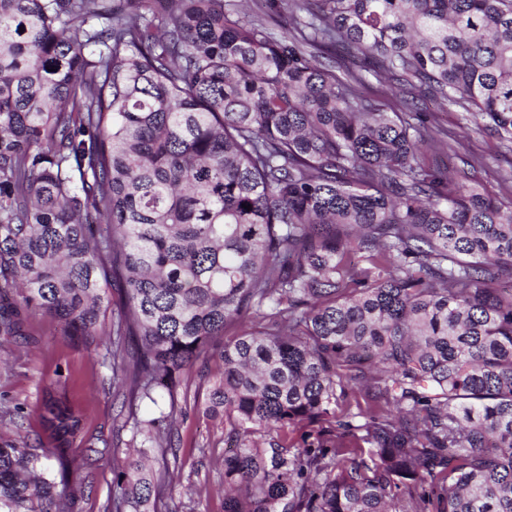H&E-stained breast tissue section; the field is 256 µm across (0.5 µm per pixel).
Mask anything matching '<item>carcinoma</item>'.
Here are the masks:
<instances>
[{"label":"carcinoma","instance_id":"1","mask_svg":"<svg viewBox=\"0 0 512 512\" xmlns=\"http://www.w3.org/2000/svg\"><path fill=\"white\" fill-rule=\"evenodd\" d=\"M148 2L0 0V335L51 316L173 459L113 468L106 512L175 486L180 388L216 347L224 512H512V201L449 184L437 133L325 54L511 141L512 0H267L305 12L281 38L225 0ZM50 386L42 453L0 443V512L84 494L99 450Z\"/></svg>","mask_w":512,"mask_h":512}]
</instances>
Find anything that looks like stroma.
<instances>
[{
  "instance_id": "1",
  "label": "stroma",
  "mask_w": 512,
  "mask_h": 512,
  "mask_svg": "<svg viewBox=\"0 0 512 512\" xmlns=\"http://www.w3.org/2000/svg\"><path fill=\"white\" fill-rule=\"evenodd\" d=\"M336 74L344 80L360 78V91L385 103L408 100L448 141L445 149H425L426 162L446 163L453 182L512 200V144L479 129L470 113L395 81L379 84L349 57ZM219 364L218 353H211L195 364L182 386L175 422L179 482L173 492L150 502L149 512H224V420L207 416L201 407L219 378ZM58 371L67 381L69 400L84 416L85 437L106 439L112 447L87 468L85 494L77 505V512H104L112 496L114 461H138L141 448L122 426L111 367L71 343L46 317H31L23 335L0 343V441L39 447L45 438L42 389Z\"/></svg>"
}]
</instances>
